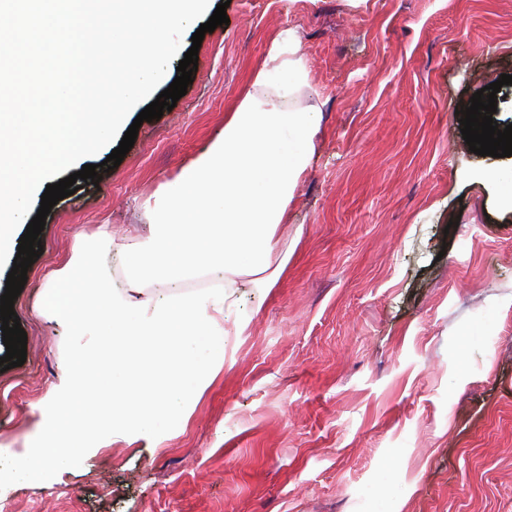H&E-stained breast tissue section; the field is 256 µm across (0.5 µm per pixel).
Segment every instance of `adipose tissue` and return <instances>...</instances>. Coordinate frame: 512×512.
<instances>
[{
  "label": "adipose tissue",
  "mask_w": 512,
  "mask_h": 512,
  "mask_svg": "<svg viewBox=\"0 0 512 512\" xmlns=\"http://www.w3.org/2000/svg\"><path fill=\"white\" fill-rule=\"evenodd\" d=\"M306 76L294 31H282L253 80L282 88V97H244L223 132L147 201L148 233L125 253V293L87 276L91 259L83 253L49 274L41 311L68 326L74 356L50 389L45 418L55 433L36 449L32 467L73 462L114 429L160 436L187 422L224 363L217 317L236 306L244 277L271 267L276 229L287 223L293 191L316 151V117L288 102ZM22 118L14 112L0 123V266L13 261L12 229L27 213L29 168L5 151ZM200 269L221 275L223 290L155 294L143 287L150 278L172 284ZM89 324L95 331L87 336Z\"/></svg>",
  "instance_id": "obj_1"
}]
</instances>
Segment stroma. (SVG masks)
Here are the masks:
<instances>
[{"label":"stroma","instance_id":"stroma-1","mask_svg":"<svg viewBox=\"0 0 512 512\" xmlns=\"http://www.w3.org/2000/svg\"><path fill=\"white\" fill-rule=\"evenodd\" d=\"M192 84L118 167L53 206L14 311L23 365L0 373V468L48 436L72 338L40 315L48 274L98 236L95 274L146 200L253 92L271 41L307 61L294 105L317 151L277 232L288 263L220 322L224 364L186 424L109 437L73 465L0 479L12 512H512V156L474 154L458 113L512 75V0H231ZM247 321L244 333L235 324Z\"/></svg>","mask_w":512,"mask_h":512}]
</instances>
